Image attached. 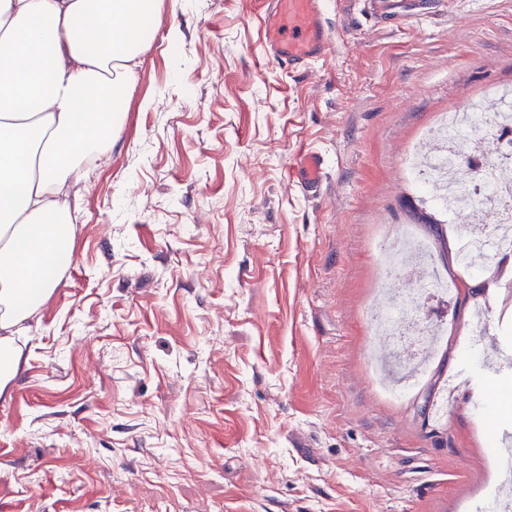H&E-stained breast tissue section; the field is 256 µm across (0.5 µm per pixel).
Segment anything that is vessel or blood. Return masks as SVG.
I'll list each match as a JSON object with an SVG mask.
<instances>
[{
	"mask_svg": "<svg viewBox=\"0 0 512 512\" xmlns=\"http://www.w3.org/2000/svg\"><path fill=\"white\" fill-rule=\"evenodd\" d=\"M364 2L371 13L393 20L420 23L429 15L424 0ZM261 21L266 56L290 69L309 70L334 51L327 33L323 0H266ZM292 171L305 193H321L326 178V159L321 152L311 150L297 155ZM493 372V367L478 359L464 364L459 375L466 389L477 390L483 377Z\"/></svg>",
	"mask_w": 512,
	"mask_h": 512,
	"instance_id": "b4317fda",
	"label": "vessel or blood"
}]
</instances>
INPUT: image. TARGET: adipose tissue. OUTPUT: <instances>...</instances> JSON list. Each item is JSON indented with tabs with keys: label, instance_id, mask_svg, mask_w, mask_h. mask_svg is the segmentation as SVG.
<instances>
[{
	"label": "adipose tissue",
	"instance_id": "adipose-tissue-1",
	"mask_svg": "<svg viewBox=\"0 0 512 512\" xmlns=\"http://www.w3.org/2000/svg\"><path fill=\"white\" fill-rule=\"evenodd\" d=\"M158 0H0V399L16 342L59 288L75 236L64 189L119 134Z\"/></svg>",
	"mask_w": 512,
	"mask_h": 512
}]
</instances>
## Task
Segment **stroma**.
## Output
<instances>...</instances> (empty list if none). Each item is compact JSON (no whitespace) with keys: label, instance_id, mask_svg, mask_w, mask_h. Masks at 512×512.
I'll return each mask as SVG.
<instances>
[{"label":"stroma","instance_id":"stroma-1","mask_svg":"<svg viewBox=\"0 0 512 512\" xmlns=\"http://www.w3.org/2000/svg\"><path fill=\"white\" fill-rule=\"evenodd\" d=\"M335 52L265 57L264 0H160L119 137L80 191L62 284L30 320L0 400V512H471L495 486L489 428L453 383L476 311L512 340L498 263L469 273L444 224L447 340L410 395L370 370L378 237L422 206L403 165L442 113L512 88V0L398 27L326 0ZM321 151L320 196L295 156ZM447 393L443 419L420 415Z\"/></svg>","mask_w":512,"mask_h":512}]
</instances>
